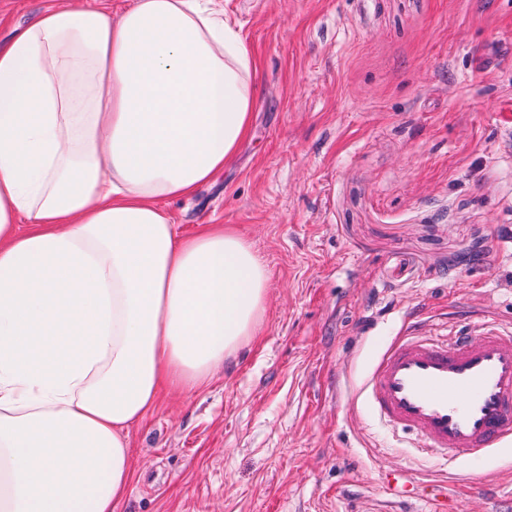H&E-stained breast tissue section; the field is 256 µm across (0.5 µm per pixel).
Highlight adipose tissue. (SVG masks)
<instances>
[{
  "label": "adipose tissue",
  "instance_id": "obj_1",
  "mask_svg": "<svg viewBox=\"0 0 512 512\" xmlns=\"http://www.w3.org/2000/svg\"><path fill=\"white\" fill-rule=\"evenodd\" d=\"M220 0L49 8L0 46V512H118L128 430L258 335L268 268L165 201L247 136Z\"/></svg>",
  "mask_w": 512,
  "mask_h": 512
}]
</instances>
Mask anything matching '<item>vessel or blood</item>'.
<instances>
[{"label":"vessel or blood","mask_w":512,"mask_h":512,"mask_svg":"<svg viewBox=\"0 0 512 512\" xmlns=\"http://www.w3.org/2000/svg\"><path fill=\"white\" fill-rule=\"evenodd\" d=\"M375 412L448 457L512 439V329L482 318L447 336L411 325L366 382Z\"/></svg>","instance_id":"obj_1"}]
</instances>
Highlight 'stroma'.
<instances>
[{
    "label": "stroma",
    "instance_id": "stroma-1",
    "mask_svg": "<svg viewBox=\"0 0 512 512\" xmlns=\"http://www.w3.org/2000/svg\"><path fill=\"white\" fill-rule=\"evenodd\" d=\"M0 0V43L50 6ZM252 53L249 136L187 199L269 269L262 333L128 431L118 512H512V442L444 460L355 396L411 321L512 328V0H224Z\"/></svg>",
    "mask_w": 512,
    "mask_h": 512
}]
</instances>
